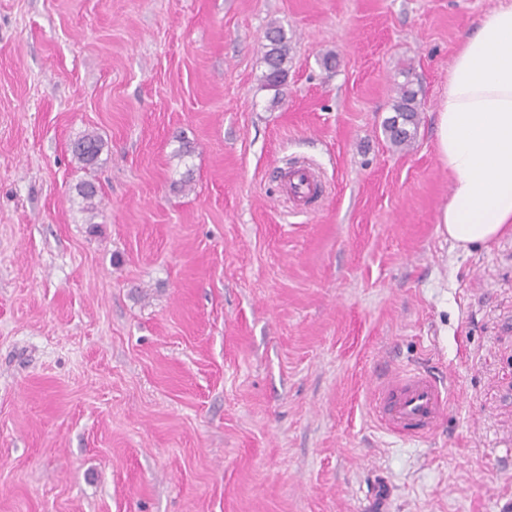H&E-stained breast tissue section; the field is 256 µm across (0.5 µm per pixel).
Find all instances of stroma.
Returning <instances> with one entry per match:
<instances>
[{
    "label": "stroma",
    "instance_id": "stroma-1",
    "mask_svg": "<svg viewBox=\"0 0 512 512\" xmlns=\"http://www.w3.org/2000/svg\"><path fill=\"white\" fill-rule=\"evenodd\" d=\"M498 4L0 0V512H512V235L451 249L435 136ZM411 368L450 383L416 440L370 407ZM267 44L264 53L266 70L263 74L264 85L280 91L288 78L289 41L285 30L281 26L270 25L264 36ZM402 83L396 84V97L392 103L394 115L383 124L384 134L390 143L397 148L409 147L416 134L419 124L421 102L418 91L413 87L412 80L406 74ZM103 141L100 136L87 134L75 141L73 155L85 166H95L98 162ZM288 173V187L295 193L291 194L289 201L296 208H305L308 204L307 200L312 192L313 184L318 175L310 165L299 166Z\"/></svg>",
    "mask_w": 512,
    "mask_h": 512
}]
</instances>
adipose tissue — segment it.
I'll use <instances>...</instances> for the list:
<instances>
[{
  "mask_svg": "<svg viewBox=\"0 0 512 512\" xmlns=\"http://www.w3.org/2000/svg\"><path fill=\"white\" fill-rule=\"evenodd\" d=\"M450 193L439 222L453 248L512 231V0L460 44L436 116Z\"/></svg>",
  "mask_w": 512,
  "mask_h": 512,
  "instance_id": "obj_1",
  "label": "adipose tissue"
}]
</instances>
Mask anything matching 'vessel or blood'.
<instances>
[{
  "label": "vessel or blood",
  "instance_id": "obj_1",
  "mask_svg": "<svg viewBox=\"0 0 512 512\" xmlns=\"http://www.w3.org/2000/svg\"><path fill=\"white\" fill-rule=\"evenodd\" d=\"M317 178L315 169L304 165L289 171L291 203L305 208ZM449 388L437 375L412 370L381 387L379 418L386 429L411 439L433 434L448 412Z\"/></svg>",
  "mask_w": 512,
  "mask_h": 512
}]
</instances>
